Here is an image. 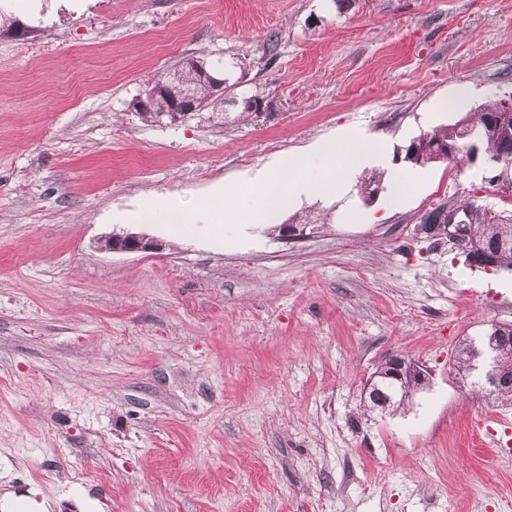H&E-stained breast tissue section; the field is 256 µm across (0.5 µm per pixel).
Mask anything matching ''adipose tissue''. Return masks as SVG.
Masks as SVG:
<instances>
[{"instance_id": "ef3b65f1", "label": "adipose tissue", "mask_w": 512, "mask_h": 512, "mask_svg": "<svg viewBox=\"0 0 512 512\" xmlns=\"http://www.w3.org/2000/svg\"><path fill=\"white\" fill-rule=\"evenodd\" d=\"M316 157L327 160L328 165L315 174L311 163ZM316 157L293 155L284 159L278 170L257 172L244 197L229 195L219 201L178 203L157 199L143 206L137 218L145 224H169L185 233L198 224L217 228L237 223L241 218L250 225H271L277 223L299 194L350 183L364 167L384 160L379 147L356 134L321 141Z\"/></svg>"}]
</instances>
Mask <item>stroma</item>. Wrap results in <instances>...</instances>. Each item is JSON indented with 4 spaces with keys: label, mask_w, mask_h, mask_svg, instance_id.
<instances>
[{
    "label": "stroma",
    "mask_w": 512,
    "mask_h": 512,
    "mask_svg": "<svg viewBox=\"0 0 512 512\" xmlns=\"http://www.w3.org/2000/svg\"><path fill=\"white\" fill-rule=\"evenodd\" d=\"M281 41L261 61L270 32ZM247 63L268 116L142 124L149 75ZM512 97V0H0V502L52 512H512V463L477 425L512 401L456 375L512 324V270L417 226L464 200L512 215L501 167L404 159L424 132ZM346 130L417 171L398 209L352 182L279 225L194 238L134 215ZM379 212L360 224L359 212ZM153 253L102 250L114 233ZM400 356L429 383L396 411L364 385Z\"/></svg>",
    "instance_id": "1"
}]
</instances>
